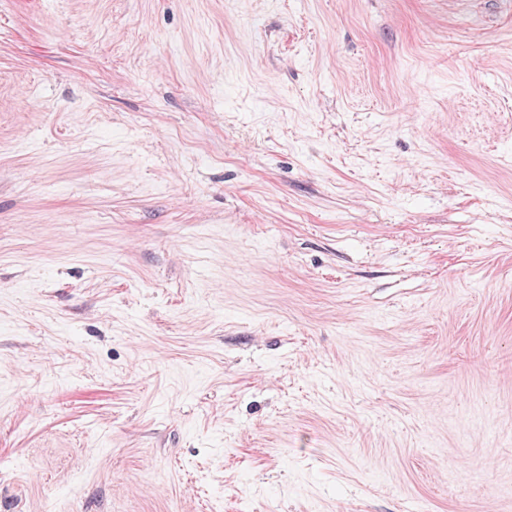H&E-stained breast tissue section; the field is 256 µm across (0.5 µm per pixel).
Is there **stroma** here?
Instances as JSON below:
<instances>
[{
    "label": "stroma",
    "mask_w": 512,
    "mask_h": 512,
    "mask_svg": "<svg viewBox=\"0 0 512 512\" xmlns=\"http://www.w3.org/2000/svg\"><path fill=\"white\" fill-rule=\"evenodd\" d=\"M0 512H512V0H0Z\"/></svg>",
    "instance_id": "35a3bbf8"
}]
</instances>
